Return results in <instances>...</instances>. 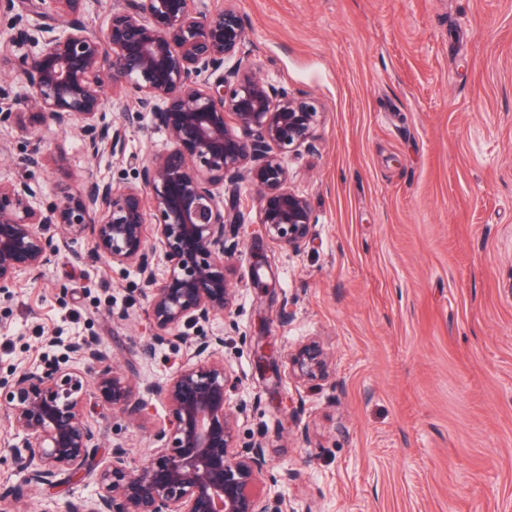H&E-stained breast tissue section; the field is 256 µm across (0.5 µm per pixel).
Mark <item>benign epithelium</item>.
Wrapping results in <instances>:
<instances>
[{
	"label": "benign epithelium",
	"mask_w": 512,
	"mask_h": 512,
	"mask_svg": "<svg viewBox=\"0 0 512 512\" xmlns=\"http://www.w3.org/2000/svg\"><path fill=\"white\" fill-rule=\"evenodd\" d=\"M87 2L31 0L24 14L15 0H0V29L14 32L21 49L1 52L0 68L26 84L21 94L0 80V130L30 146L20 158L27 176L0 179V295L10 298L21 278L87 237L98 259L140 275L154 325L141 358H151L157 343L184 344L188 354L155 386L168 418L153 430L146 462L132 468L125 449H112L98 472L99 493L72 503L71 512H286L283 501L254 492L269 464L262 447L235 446L238 416L228 394L237 378L224 365V337L206 328L234 305L227 270L246 224L242 193L257 204L267 240L298 251L313 237L316 216L288 187L287 160L314 138L320 112L312 99L256 75L232 8L112 0L106 26L93 34L83 21ZM107 82L124 94L118 120L107 119ZM145 117L165 131L169 147L132 158L135 182L117 187L65 173L51 197L37 199L43 130L75 129L88 156L122 159L128 128ZM65 350L62 361L15 372L0 386V416L24 436L13 464L36 494L55 488L62 474L81 476L102 447L84 411L89 386L132 424L146 409L131 371L95 343L70 341ZM286 364L298 382L329 368L313 340L290 351Z\"/></svg>",
	"instance_id": "obj_1"
}]
</instances>
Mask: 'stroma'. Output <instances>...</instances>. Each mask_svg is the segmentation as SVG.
Listing matches in <instances>:
<instances>
[{
    "label": "stroma",
    "mask_w": 512,
    "mask_h": 512,
    "mask_svg": "<svg viewBox=\"0 0 512 512\" xmlns=\"http://www.w3.org/2000/svg\"><path fill=\"white\" fill-rule=\"evenodd\" d=\"M240 15L256 72L313 98L314 140L288 158L315 234L292 252L248 229L229 263L233 328L216 318L238 384L236 445L261 444L268 496L290 512H512V0H205ZM43 148L69 172L121 186L111 155L89 159L76 131ZM60 253L0 303V379L60 358L51 335L96 340L132 367L147 403L130 424L97 395L86 411L106 458L150 452L167 409L153 390L185 359L157 346L135 270ZM329 372L278 391L257 373L307 340ZM94 475L20 502L67 512Z\"/></svg>",
    "instance_id": "obj_1"
}]
</instances>
